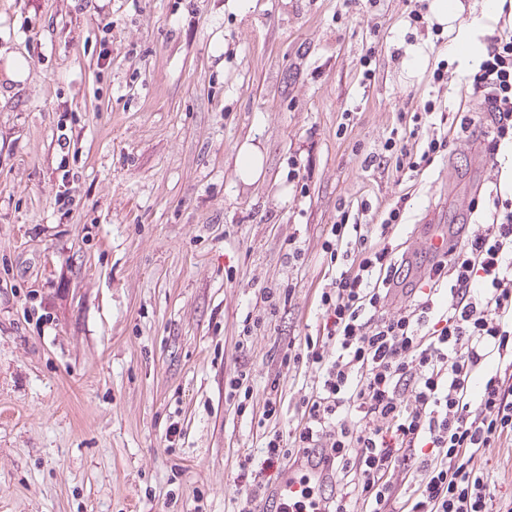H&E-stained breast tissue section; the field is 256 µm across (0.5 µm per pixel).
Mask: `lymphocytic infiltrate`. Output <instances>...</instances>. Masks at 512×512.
I'll use <instances>...</instances> for the list:
<instances>
[{
	"mask_svg": "<svg viewBox=\"0 0 512 512\" xmlns=\"http://www.w3.org/2000/svg\"><path fill=\"white\" fill-rule=\"evenodd\" d=\"M473 77L482 99L460 112L457 136L479 137L489 159L512 142V19L500 17ZM414 113L405 138L383 148L397 170L423 173L449 144ZM408 198L377 224L330 225L323 250L336 273L320 296V328L282 366L314 376L288 434L264 437L261 466L244 475L239 512L272 493L271 469L320 468L313 497L322 512H512L496 504L493 475L477 460L512 447V196L490 190L473 203L472 223L447 250L431 249L411 301L389 312L387 298L410 262L395 233ZM409 472L406 489L392 477Z\"/></svg>",
	"mask_w": 512,
	"mask_h": 512,
	"instance_id": "lymphocytic-infiltrate-1",
	"label": "lymphocytic infiltrate"
}]
</instances>
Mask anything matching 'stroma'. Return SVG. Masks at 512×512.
I'll use <instances>...</instances> for the list:
<instances>
[{"label": "stroma", "instance_id": "stroma-1", "mask_svg": "<svg viewBox=\"0 0 512 512\" xmlns=\"http://www.w3.org/2000/svg\"><path fill=\"white\" fill-rule=\"evenodd\" d=\"M426 3L419 25L409 0H0V512H237L261 431L225 383L277 387L287 431L312 381L281 359L342 205L375 224L408 194L417 277L494 176L472 139L418 177L364 163L399 116L477 105L458 37L482 42V4Z\"/></svg>", "mask_w": 512, "mask_h": 512}]
</instances>
